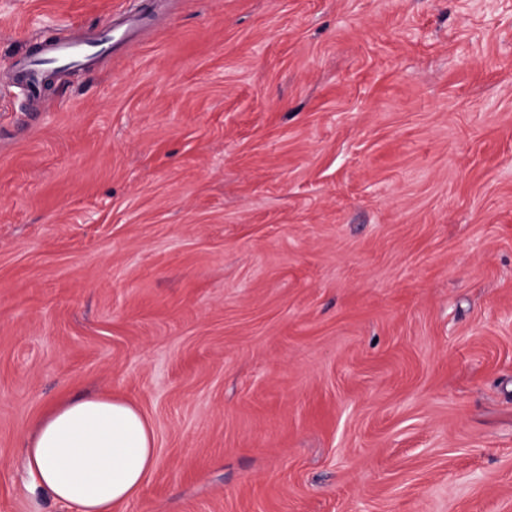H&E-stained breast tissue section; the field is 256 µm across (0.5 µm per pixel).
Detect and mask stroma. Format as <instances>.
I'll list each match as a JSON object with an SVG mask.
<instances>
[{"mask_svg":"<svg viewBox=\"0 0 512 512\" xmlns=\"http://www.w3.org/2000/svg\"><path fill=\"white\" fill-rule=\"evenodd\" d=\"M103 391L125 512H512V0H0V512ZM114 36L111 27H106L96 42H90L83 33H74L64 41L46 46L40 58L25 57L15 63L20 79L32 95H37L42 87V66L40 59H49L65 67H84L91 55L111 48Z\"/></svg>","mask_w":512,"mask_h":512,"instance_id":"1","label":"stroma"}]
</instances>
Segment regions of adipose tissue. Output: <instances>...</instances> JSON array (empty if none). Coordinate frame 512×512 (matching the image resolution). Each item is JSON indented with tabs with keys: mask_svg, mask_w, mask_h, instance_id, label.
Returning <instances> with one entry per match:
<instances>
[{
	"mask_svg": "<svg viewBox=\"0 0 512 512\" xmlns=\"http://www.w3.org/2000/svg\"><path fill=\"white\" fill-rule=\"evenodd\" d=\"M26 462L74 512H122L160 459L143 413L101 394L54 407L30 437Z\"/></svg>",
	"mask_w": 512,
	"mask_h": 512,
	"instance_id": "ef3b65f1",
	"label": "adipose tissue"
}]
</instances>
